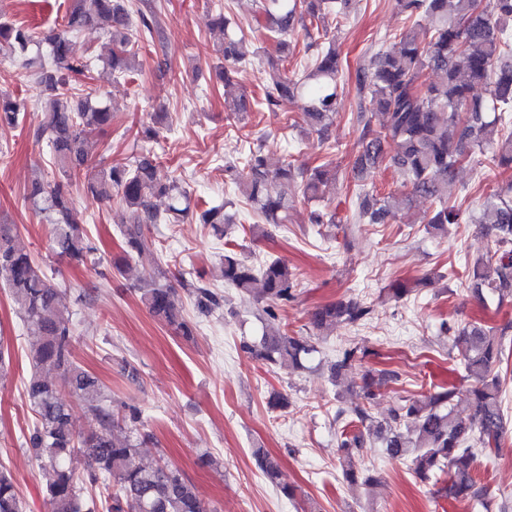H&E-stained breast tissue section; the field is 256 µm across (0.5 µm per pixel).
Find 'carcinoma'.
<instances>
[{"mask_svg":"<svg viewBox=\"0 0 512 512\" xmlns=\"http://www.w3.org/2000/svg\"><path fill=\"white\" fill-rule=\"evenodd\" d=\"M257 30L283 53L288 37L301 26L318 48L307 66L291 76L280 75L266 104L301 100L320 141L328 140L336 116L341 60L331 24L341 23L338 5L348 0H254ZM408 21L399 34V49L378 52L371 69L360 68L356 83L362 100L354 123L360 131L361 150L353 164L356 176L389 160L402 177L401 189L379 195L366 183L357 185L351 219L356 224H387L420 197L432 209L421 223L428 233H443L450 224L467 222L491 226L493 244L465 267L475 296L497 297L498 304L512 301V180L486 194L479 213L463 217L451 204L457 170L465 162L480 169L512 170V0H396ZM210 22L219 36L218 53L224 60V101L233 111H248L244 95H231L233 75L242 54L239 44L244 30L232 31L224 6ZM63 30L45 39L51 63L32 54L42 39L38 32L0 21V57L21 61L25 77H33L48 101L38 127V138L46 144L49 162L60 178L53 184L36 176L24 198L42 205L52 226L57 253L82 263L93 252L78 226L72 187L83 184L98 198H117L131 214L121 234L126 249L112 260L121 270L132 255H142L154 246L146 224H178L189 212L188 191L176 180L161 176L157 158L141 153L130 162L108 167L85 166L88 139L112 125L110 108L98 100V92L81 82L91 59L71 52L69 35L84 29L104 27L110 49L103 58L113 80L126 82L136 71V57L154 37L161 35L155 14L133 10L126 0H71L62 17ZM436 79H425L426 72ZM489 84L491 96L473 93L478 84ZM23 99H0V126H16L25 115ZM482 158L475 159L476 155ZM227 178L238 184L253 210L271 224H286L297 196L286 191L272 195L268 185L297 184L303 199H320L322 187L336 178V166L325 162L304 170L289 162L279 168L267 166L260 149L248 147L242 166H224ZM168 199L165 211L154 208L151 198ZM204 224L227 234L224 205L216 204L201 215ZM18 228L0 222V283L7 288L21 318L37 330L32 346L34 371L25 386L29 404L38 422L27 443L34 449L39 469L46 479L49 512H97L96 500L84 498L87 486L103 485L112 490L107 512H211L184 472L163 460L146 465L140 461L141 410L123 402L113 409L112 398L99 381L75 361L69 319L59 308L60 288L31 254L15 245ZM163 270L136 287L140 301L157 321L190 340L195 327L184 316L177 289L161 282ZM224 281L262 305L263 319L277 320L274 305L293 297L298 274L280 259L256 269L234 251L224 252ZM195 301L209 311L219 305L216 293L198 288ZM370 307L360 302H339L315 308L308 317L310 336H291L286 331L265 330L260 339L245 347L269 365L304 367L316 352L312 343L336 321L352 326L368 319ZM512 325L500 328L466 323L453 330L451 349L457 351L464 378L471 382L468 413L457 411L455 387L437 386L420 397L403 398L388 418L376 421L370 406L378 396L370 373L362 377V402L353 409L350 423L362 427L350 437L340 433L343 474L352 484L377 482L372 471L356 467L353 459L362 453L366 440L381 443L388 456L408 463L417 478L444 476L445 496L454 500H481L487 490L476 485L470 463L475 449L495 448L505 429L502 379L496 367L507 347ZM57 375L71 393L95 417L103 434L76 428L71 407L60 397ZM91 458V470L77 471V461ZM257 468L285 496L293 495L279 482V468L263 449L253 452ZM25 504L12 477L0 472V512H24Z\"/></svg>","mask_w":512,"mask_h":512,"instance_id":"cac0c4a2","label":"carcinoma"}]
</instances>
